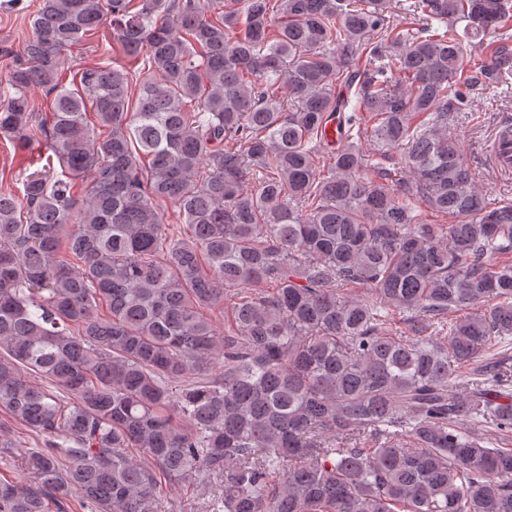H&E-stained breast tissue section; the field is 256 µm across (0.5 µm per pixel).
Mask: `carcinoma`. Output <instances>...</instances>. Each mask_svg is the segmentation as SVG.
<instances>
[{
	"label": "carcinoma",
	"instance_id": "cac0c4a2",
	"mask_svg": "<svg viewBox=\"0 0 512 512\" xmlns=\"http://www.w3.org/2000/svg\"><path fill=\"white\" fill-rule=\"evenodd\" d=\"M233 2L41 0L0 86V137L58 163L0 193V409L41 440L0 512L202 474L208 512H512V200L446 130L512 83V0ZM104 26L142 66L63 84Z\"/></svg>",
	"mask_w": 512,
	"mask_h": 512
}]
</instances>
